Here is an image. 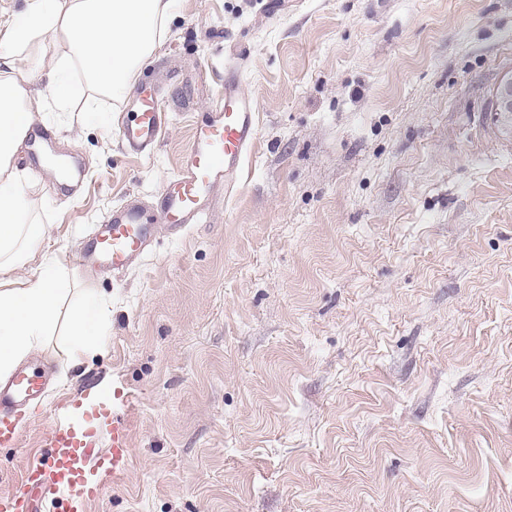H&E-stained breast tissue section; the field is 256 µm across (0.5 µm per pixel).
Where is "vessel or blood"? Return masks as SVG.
Segmentation results:
<instances>
[{"label":"vessel or blood","mask_w":512,"mask_h":512,"mask_svg":"<svg viewBox=\"0 0 512 512\" xmlns=\"http://www.w3.org/2000/svg\"><path fill=\"white\" fill-rule=\"evenodd\" d=\"M239 58L224 61V94L192 124L188 149L161 192L152 213L131 201L113 209L91 235L83 263L126 271L143 259L152 227L181 228L208 223L213 212L227 208L236 196L243 166L258 134L255 103L243 90ZM166 91L138 83L124 106L118 125L119 140L127 154L151 156L169 127L172 114L165 106ZM44 385L37 375L17 369L8 385L0 386V447L16 446L18 422L37 406ZM123 391L72 401V410L48 428L43 457L27 465L16 491L0 494V512H30L29 490L50 495L57 512H82L100 498L105 485L128 462L131 448L128 421L122 411Z\"/></svg>","instance_id":"b4317fda"}]
</instances>
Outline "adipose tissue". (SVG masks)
<instances>
[{"label": "adipose tissue", "instance_id": "1", "mask_svg": "<svg viewBox=\"0 0 512 512\" xmlns=\"http://www.w3.org/2000/svg\"><path fill=\"white\" fill-rule=\"evenodd\" d=\"M177 8L178 0H26L23 12L0 17V376L43 348L57 324L66 327L64 354L78 363L104 346L112 323L101 296L66 304V267L40 255L52 227L19 165L29 132L43 123L33 103L48 94L58 111H69L75 79L88 102L121 101ZM34 259L39 271L18 276Z\"/></svg>", "mask_w": 512, "mask_h": 512}]
</instances>
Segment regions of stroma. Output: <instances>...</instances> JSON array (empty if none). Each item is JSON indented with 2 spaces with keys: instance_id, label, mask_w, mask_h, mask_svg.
Instances as JSON below:
<instances>
[{
  "instance_id": "stroma-1",
  "label": "stroma",
  "mask_w": 512,
  "mask_h": 512,
  "mask_svg": "<svg viewBox=\"0 0 512 512\" xmlns=\"http://www.w3.org/2000/svg\"><path fill=\"white\" fill-rule=\"evenodd\" d=\"M245 59L259 133L211 223L158 227L122 275L80 270L113 206L154 205L189 146L151 157L70 113L88 181L30 170L77 289L112 301L106 346L61 335L41 411L0 448V493L52 412L123 389L131 457L87 512H512V141L487 115L512 73V0H179L140 73L204 108Z\"/></svg>"
}]
</instances>
